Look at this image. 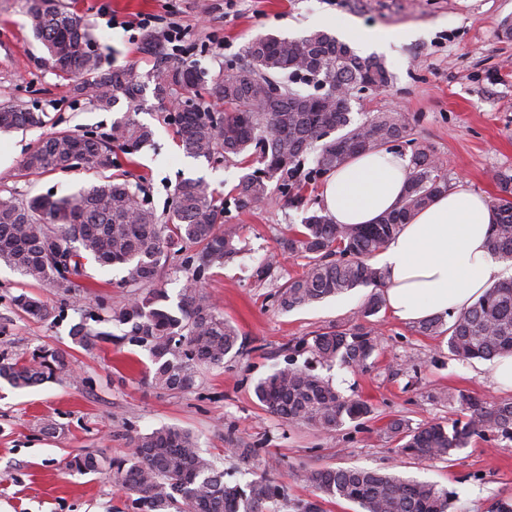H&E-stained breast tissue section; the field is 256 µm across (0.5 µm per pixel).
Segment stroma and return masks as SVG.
I'll use <instances>...</instances> for the list:
<instances>
[{
    "label": "stroma",
    "mask_w": 512,
    "mask_h": 512,
    "mask_svg": "<svg viewBox=\"0 0 512 512\" xmlns=\"http://www.w3.org/2000/svg\"><path fill=\"white\" fill-rule=\"evenodd\" d=\"M73 11L89 24L104 68H129L148 74L154 64L141 41L111 28L109 12L132 19L159 13L164 0H71ZM181 20L197 39L210 33L224 38L223 48L196 63L217 74L227 60L240 59L248 40L259 34L296 38L315 30L336 32L348 23L369 30L399 29L406 38L371 50L363 57L384 60L393 75L385 90L353 102L354 119L377 112H403L412 134L438 160L449 186L495 199L494 171L512 170V0H177ZM45 51L33 37L31 20L16 0H0V103L43 113L38 128L0 132V193L21 197L71 195L100 180L88 167L43 175L19 176L21 160L41 138L71 131L108 134L114 121L132 116L149 126L153 143L138 152L115 151L117 174L137 186L158 216H165L170 195L181 180L201 179L229 206L225 220L238 225V254L213 268L203 287L218 310L237 326L242 354L225 357L218 367L201 368L193 389L169 393L155 389L145 370L146 351L125 345L84 351L73 344L70 329L82 318L125 303L129 291L117 267L87 260L89 287L75 298L40 289L55 308L47 322L28 319L13 299L31 284L0 263V357L30 358L34 349L67 351L72 373L64 382L35 387H0V512H130L125 491L109 471H68V457L91 452L115 457L128 453L135 435L175 425L195 436L204 456L247 482L267 471L286 485L291 497L307 498L312 489L300 468L380 469L447 489L453 512H489L498 500L512 501V440L489 434L473 438L450 460H420L400 455L390 433L392 420L409 426L452 422L458 414L436 400L439 392L464 390L489 400L506 399L480 360L462 362L448 352L447 339L418 332L388 310L374 317L378 349L364 371L343 366L316 367L344 396L368 401L373 413L363 424L345 423L326 431L298 425L265 410L254 387L285 366L289 342L336 325L357 323L370 288L293 309L278 310L270 298L272 282L255 277L259 263L277 255L281 280L300 275L306 261L289 257L280 242L299 227L305 210L275 199L260 208L232 206L234 187L245 169L238 160L208 163L186 154L167 120L165 103L145 90L138 108L126 99L101 109L76 94L44 63ZM52 431H44V424ZM255 445L260 455H232L230 440Z\"/></svg>",
    "instance_id": "obj_1"
}]
</instances>
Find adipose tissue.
Instances as JSON below:
<instances>
[{
    "mask_svg": "<svg viewBox=\"0 0 512 512\" xmlns=\"http://www.w3.org/2000/svg\"><path fill=\"white\" fill-rule=\"evenodd\" d=\"M408 177V158L385 150L357 155L327 180L323 208L338 224L375 223L399 206ZM492 221L488 199L460 186L403 225L374 260L392 315L418 323L469 309L501 274L488 248Z\"/></svg>",
    "mask_w": 512,
    "mask_h": 512,
    "instance_id": "obj_1",
    "label": "adipose tissue"
}]
</instances>
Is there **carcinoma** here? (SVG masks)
<instances>
[{
    "mask_svg": "<svg viewBox=\"0 0 512 512\" xmlns=\"http://www.w3.org/2000/svg\"><path fill=\"white\" fill-rule=\"evenodd\" d=\"M19 2L31 19L34 38L47 51L48 66L57 77L71 81L76 93L103 109L121 96L131 104L139 101L145 88L140 76L129 69H103L101 54L90 50L96 41L89 25L64 0ZM149 79L157 99L169 103L177 98L183 105L168 120L188 154L208 161L241 155L254 168L237 185L234 204L240 209L271 197L302 204L305 190L351 157L410 148L411 173L400 206L376 223L363 225L335 224L322 209L309 211L302 229L284 241L289 256L307 260L306 269L270 294L273 305L286 312L357 287L376 288L363 304L358 323L329 326L289 348L325 366L365 368L377 348L371 317L383 307L377 289L385 280L383 270L369 260L416 212L448 191V178L435 157L409 137L408 115L379 112L353 119V97L392 82L383 60L363 58L333 34L317 30L294 39L257 36L245 46L241 63L210 79L194 65L160 57ZM272 83L281 89L275 105L264 101ZM336 87L347 95H333ZM207 96L220 101L224 111L205 106ZM43 123L39 112L0 105L1 130ZM152 141L151 128L130 119L113 122L103 137L59 132L39 141L23 159L21 171H65L75 152L83 153L87 164L110 170L113 148L131 154ZM493 180L499 196L492 204L489 246L498 258L511 262L512 171L499 170ZM224 212V201L200 179L175 186L164 220L118 175L103 177L76 198L0 195V261L64 296L86 288L81 283L87 277L86 256L104 266H123L130 300L109 308L107 316L95 319L94 327L83 320L75 324L72 341L86 351L112 343L136 346L149 354L148 376L154 388L185 392L195 386L200 366H219L241 349L237 328L202 285L214 267L237 254V228L224 223ZM169 265L185 270L174 305L159 286L161 271ZM14 305L35 321L54 317V308L35 295L22 293ZM109 323L125 327L123 334L105 328ZM418 331L448 335V352L462 361L512 355V278L491 286L463 313L422 321ZM68 376L70 364L60 351L39 348L21 363L0 359V379L14 388ZM255 396L272 413L327 431L372 414L366 401L341 395L329 381L291 361L258 382ZM444 397L458 406L464 419L449 426L428 422L415 428L390 422L388 430L400 436L401 454L445 460L476 436L496 433L512 440V400L489 401L464 391L439 395ZM132 445L131 453L109 460L92 453L77 455L67 468L81 474L109 469L131 497L133 512H277L279 504L288 502L285 487L265 471L243 486L225 481L224 472L202 455L196 438L183 429L166 426L139 434ZM302 477L317 496L294 502V512H324L327 498L354 503L362 512H449L451 507L448 490L376 469L318 467L304 470Z\"/></svg>",
    "mask_w": 512,
    "mask_h": 512,
    "instance_id": "1",
    "label": "carcinoma"
}]
</instances>
